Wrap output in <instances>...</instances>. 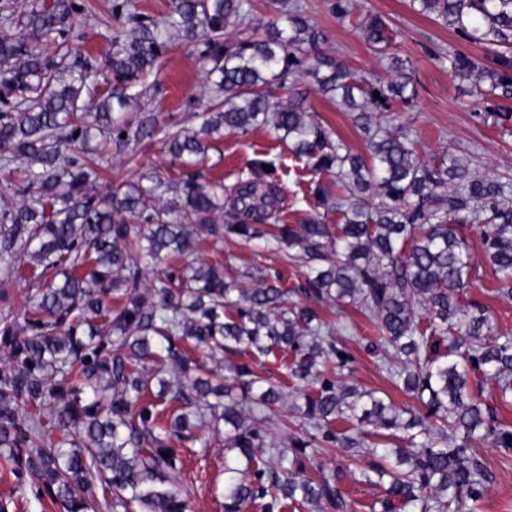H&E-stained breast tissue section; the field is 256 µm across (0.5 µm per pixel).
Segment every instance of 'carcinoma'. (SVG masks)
Masks as SVG:
<instances>
[{"mask_svg": "<svg viewBox=\"0 0 512 512\" xmlns=\"http://www.w3.org/2000/svg\"><path fill=\"white\" fill-rule=\"evenodd\" d=\"M410 7L491 52L487 69L450 50L448 69L489 81L491 98L512 100V0H411ZM111 12L130 28L113 33L112 56L100 64L67 44L79 18H88L81 0L0 4V171L18 198L0 210V265L13 273L29 260L38 283L21 309L0 290V456L18 485L64 512H190L191 491L178 482L181 448H208L206 428L245 462L224 466L237 475L224 488V512H246L259 499L264 512H283L287 500L348 512L340 474L306 467L308 451L325 445L378 458L361 477L383 488L380 512H477L493 482L477 445L489 440L512 451V426L483 396L491 380L498 400L512 402V336L498 334L483 306L460 300L474 261L458 226L480 224L498 292L511 299L512 180L472 172L452 155L438 162L416 155L392 113L395 102L416 95L412 61L391 51L378 13L358 16L356 26L386 61L387 82L321 56L325 33L299 6L263 30L251 26L247 0H172L162 21L139 16L133 0H112ZM228 26L247 35L226 42ZM176 37L202 40L211 105L197 114V128L164 134L176 176L150 171L103 193L90 133L130 157L154 137L155 116L131 120L123 112L128 91ZM48 40L57 41L52 54ZM305 75L354 112L368 155L332 138L303 99L273 101V89ZM257 127L288 142L310 172L332 177L338 193L317 183L316 205L336 210L340 223L318 216L267 223L279 194L266 180L275 163L265 159L252 162L235 190L234 223H224L223 189L191 168L224 134ZM172 192L179 197L170 203ZM367 193L378 202H359ZM226 236L274 239L308 267L305 285L292 293L377 319L379 336L366 350L393 351L387 372L421 409L406 414L373 392L339 386L325 365L349 371L354 357L315 307H285L287 291L265 275L258 287L239 288L223 264L205 260L200 241ZM172 254L187 264L159 268ZM190 345L212 358L292 356L289 375L304 400L301 435L272 449L274 465L258 464L266 435L238 406L248 399L268 418L282 391L248 363L214 372ZM170 368L175 384L164 378ZM336 421L350 427L339 431Z\"/></svg>", "mask_w": 512, "mask_h": 512, "instance_id": "1", "label": "carcinoma"}]
</instances>
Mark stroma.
<instances>
[{
  "label": "stroma",
  "instance_id": "obj_1",
  "mask_svg": "<svg viewBox=\"0 0 512 512\" xmlns=\"http://www.w3.org/2000/svg\"><path fill=\"white\" fill-rule=\"evenodd\" d=\"M254 22L285 18L293 5L302 6L312 23L322 29L326 39L320 45L325 56L342 61L376 78L384 73L382 64L369 51L361 31L354 22L341 21L329 11L327 0H248ZM88 20L79 26L81 47L101 58L110 50L112 30V0H85ZM354 13L372 9L386 17L396 36V47L401 55L413 62V82L416 96L412 103H395L401 122L417 142L422 158L452 154L471 171L479 174H500L512 178V100L503 101L502 111L483 112V97L471 80L451 75L439 60L440 55L454 49L492 66V58L480 46L461 38L453 29L414 12L409 0H352ZM199 47L181 39L173 40L162 53L156 74L147 77L142 94L135 104L136 112L154 114L159 122L169 126L196 125V104L206 101V86ZM295 92L303 93L305 107L312 117L333 137L342 139L357 153H365L362 134L355 127L352 115L324 97L309 79H301L277 90L280 102H287ZM274 159L277 171L272 180L279 188L281 203L274 218L278 224H301L309 217L321 215L324 223L339 221L334 211H317L313 195V176L304 161L296 158L285 142L277 139L266 128L252 130L245 135H228L216 142L201 169L206 179L223 182L232 187L247 177L251 162L258 156ZM159 140L144 141L135 157L112 155L103 173L105 184H120L136 179L139 173L156 165H167ZM468 248L477 258L464 299L489 309L497 330L512 336V299L497 293V279L492 268L482 262V242L475 225L463 229ZM199 248L204 257L219 261L226 272L238 280L239 287H254L256 272L279 275V284L295 288L304 281L305 268L301 262L289 259L287 252L276 246L245 244L233 237L216 241L204 239ZM322 319L336 330V340L353 355L352 371L345 377L346 384L365 391L386 393L396 406L416 407L411 395L395 387L383 367L380 356L368 353L365 345L377 334L375 318L365 316L352 306L324 303L318 309ZM235 361H254L257 372L284 392L278 415L259 421L258 426L267 435L268 442L285 448L298 431L295 414L298 401L288 376L290 357L275 352L260 358L239 352ZM487 466L493 471L494 483L480 501V512H512V453L483 443L477 448ZM180 482L191 491L192 512H224V446L211 441L207 450H185ZM372 462L370 456L351 460L345 449L323 447L311 458L309 471L321 468L343 470V486L353 502V512H373L381 495L380 488L363 483L361 470ZM0 498L12 499L11 512H59L50 500H36L30 491L19 489L9 466L0 459Z\"/></svg>",
  "mask_w": 512,
  "mask_h": 512
}]
</instances>
